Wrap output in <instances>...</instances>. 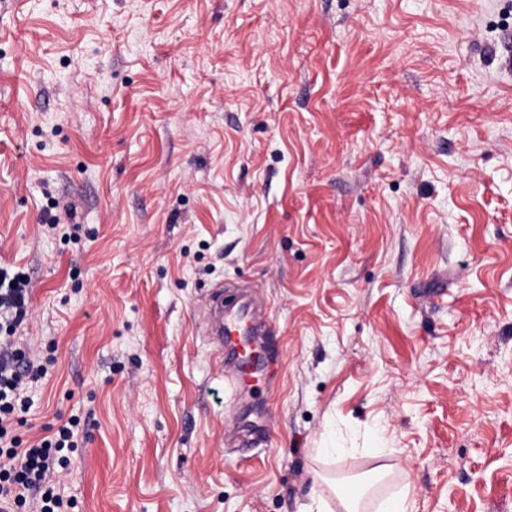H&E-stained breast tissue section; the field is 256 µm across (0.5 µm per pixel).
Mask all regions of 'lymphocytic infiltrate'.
<instances>
[{"mask_svg":"<svg viewBox=\"0 0 512 512\" xmlns=\"http://www.w3.org/2000/svg\"><path fill=\"white\" fill-rule=\"evenodd\" d=\"M31 287L22 270L0 267V512H72L76 503L61 491L70 460L64 449L74 447L77 420L49 428L25 440L18 433L29 411L27 391L47 368L15 345L14 333L30 313Z\"/></svg>","mask_w":512,"mask_h":512,"instance_id":"1","label":"lymphocytic infiltrate"}]
</instances>
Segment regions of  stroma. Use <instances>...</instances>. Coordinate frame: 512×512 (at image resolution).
I'll return each mask as SVG.
<instances>
[{
    "label": "stroma",
    "mask_w": 512,
    "mask_h": 512,
    "mask_svg": "<svg viewBox=\"0 0 512 512\" xmlns=\"http://www.w3.org/2000/svg\"><path fill=\"white\" fill-rule=\"evenodd\" d=\"M1 263L74 512H512V0H0ZM222 296L223 291L218 290L214 300L219 302ZM220 307L222 309L217 337L221 348L219 363L224 366V377L233 384L241 385L245 377L258 381L262 371L267 374L273 373L275 362L271 358H266L265 347L261 344L257 347L253 346L257 342L254 337L256 328L253 319L247 313L239 309L235 310L233 307L225 308L223 314L222 301ZM224 347H231L234 351H238L240 360L234 368H227V364L224 363ZM252 356L258 357L259 362H253L250 369L247 360Z\"/></svg>",
    "instance_id": "1"
}]
</instances>
